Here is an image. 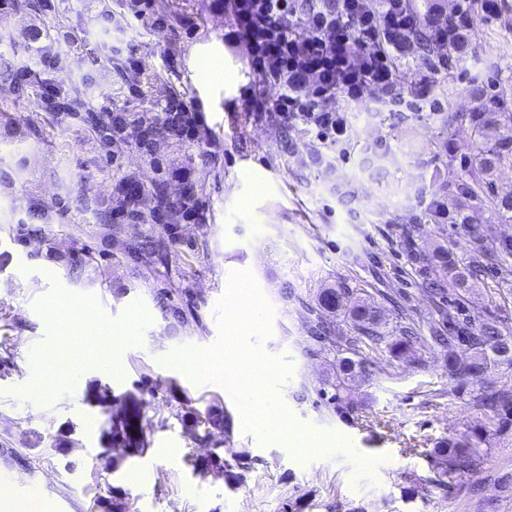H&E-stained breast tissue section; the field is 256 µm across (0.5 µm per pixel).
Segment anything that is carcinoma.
<instances>
[{
    "label": "carcinoma",
    "mask_w": 512,
    "mask_h": 512,
    "mask_svg": "<svg viewBox=\"0 0 512 512\" xmlns=\"http://www.w3.org/2000/svg\"><path fill=\"white\" fill-rule=\"evenodd\" d=\"M475 95L485 100L480 110L470 117L480 147L470 158L469 166L477 170L478 175L470 178L464 184V189L470 195L481 198L492 215L509 221L512 220V197L496 195L492 176L501 165L512 163V135L499 133L500 109L512 104V93L505 89L489 93L478 87ZM481 281L482 270L460 265L446 250L437 256L430 276L421 283L420 291L424 297L433 300L443 297L450 286L460 292L476 287ZM308 311L314 346L308 347L307 354L320 356L331 351L336 359V378L331 383L333 394L328 398L332 405L350 406L348 398L342 395L347 382L370 372L371 362L363 356V350L385 348L393 354L403 355L415 348H439L448 352L445 363L448 380L460 389L470 385L477 388L476 398L483 407L512 417V387L490 389L482 385L483 376L489 369L503 363L512 364V329L500 322L472 315L460 306L456 314H448L446 335L441 332L428 335L415 324L387 331L381 325L379 307L360 297L345 283L324 289ZM329 313L342 314L349 320L355 337L347 346L336 344V337L327 325ZM457 345L470 350L468 359L462 360L451 354ZM141 407V401L133 393L124 397L123 404L109 406L110 426L103 433L107 445L104 452L120 449V454L112 455L114 469L119 468L125 458L144 453L150 445L148 431L139 424ZM201 423L209 429H226L224 411L219 408L208 410ZM482 443V435L464 434L456 439L441 441L426 451L430 472L433 473L430 479L432 486L446 493L456 477L476 472L483 462ZM194 469L204 475L210 472L221 474L234 482L244 477L242 473H226L222 457L215 450L207 456L196 458Z\"/></svg>",
    "instance_id": "obj_1"
}]
</instances>
